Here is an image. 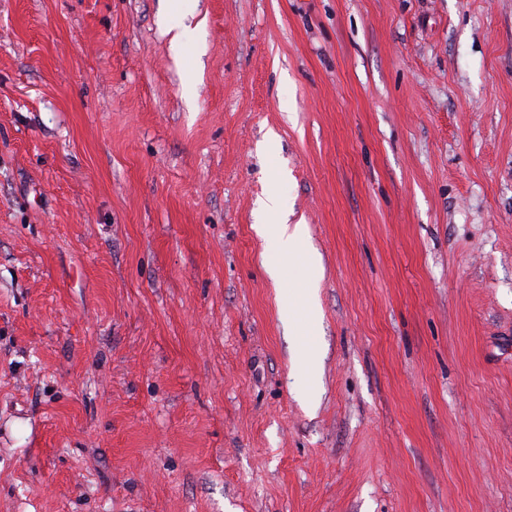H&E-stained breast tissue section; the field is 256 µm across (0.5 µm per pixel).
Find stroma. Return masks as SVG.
I'll return each mask as SVG.
<instances>
[{
    "label": "stroma",
    "instance_id": "1",
    "mask_svg": "<svg viewBox=\"0 0 512 512\" xmlns=\"http://www.w3.org/2000/svg\"><path fill=\"white\" fill-rule=\"evenodd\" d=\"M0 512H512V0H0ZM259 232L273 240L279 255H288V257L297 254L304 239L301 224H296L292 229H289L287 224L262 225Z\"/></svg>",
    "mask_w": 512,
    "mask_h": 512
}]
</instances>
